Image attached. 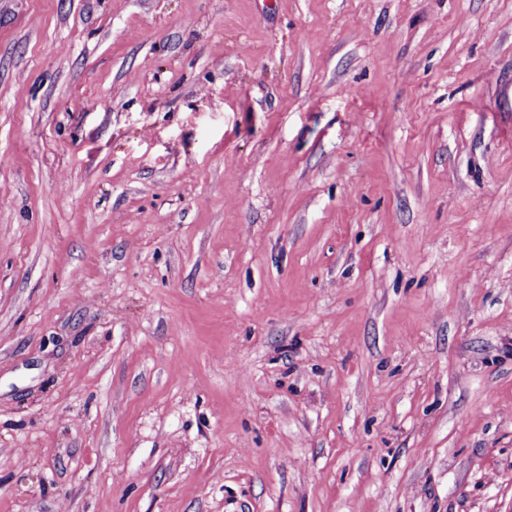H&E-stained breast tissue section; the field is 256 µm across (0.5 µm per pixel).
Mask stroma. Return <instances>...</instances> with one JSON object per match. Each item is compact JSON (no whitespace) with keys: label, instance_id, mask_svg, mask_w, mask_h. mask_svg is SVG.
I'll return each instance as SVG.
<instances>
[{"label":"stroma","instance_id":"stroma-1","mask_svg":"<svg viewBox=\"0 0 512 512\" xmlns=\"http://www.w3.org/2000/svg\"><path fill=\"white\" fill-rule=\"evenodd\" d=\"M0 512H512V0H0Z\"/></svg>","mask_w":512,"mask_h":512}]
</instances>
